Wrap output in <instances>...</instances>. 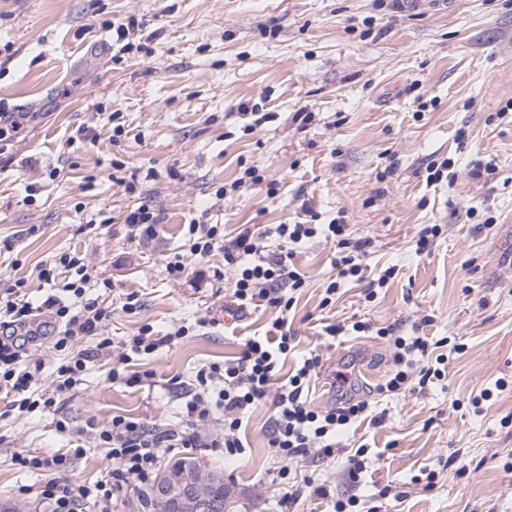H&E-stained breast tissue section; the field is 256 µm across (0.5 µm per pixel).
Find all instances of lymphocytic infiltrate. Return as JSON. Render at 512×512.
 I'll return each mask as SVG.
<instances>
[{
	"label": "lymphocytic infiltrate",
	"instance_id": "obj_1",
	"mask_svg": "<svg viewBox=\"0 0 512 512\" xmlns=\"http://www.w3.org/2000/svg\"><path fill=\"white\" fill-rule=\"evenodd\" d=\"M273 232L280 241L276 249L265 245L263 233L242 225L231 247H225L224 263L235 270L232 296L239 309L264 305L276 310V344L250 338L239 357L202 366L195 374L193 393L182 407L180 424L148 426L117 415L105 426H90V438L109 451L111 477L92 486L69 479L46 483L38 496L51 512H79L87 503L94 505L95 512H112L115 492L128 485L140 490L151 486L169 448H220L226 456L238 455L243 448L239 430L244 418L268 401L275 408L268 445L281 461L277 471L281 479L288 474L287 462L296 457H335L337 434L367 418L369 402L348 395L326 409L311 406L307 394L322 366L319 355L302 358L287 384L277 385L276 376L280 358L291 350L287 313L294 293L305 284L293 263L295 248L316 237L334 242L336 276L325 288L326 296L332 297L342 281L365 280L360 259L370 238L357 235L351 225L333 223L278 224ZM39 278L56 291L38 304L29 300L24 279H0V393L10 396L11 408L20 413L53 405L52 398L40 391V368L22 367L27 349L17 340L21 331L32 340L39 336L36 322L42 314L50 315L54 348L65 355L56 368L57 393L80 384L87 362L112 348L111 338L102 333L112 311L99 298L86 296L90 275L84 255L75 250L62 253L56 265L40 269ZM377 335L393 349L394 368L378 388L385 396L422 388L444 377L449 354L462 349L448 337L396 335L391 325L378 328ZM84 336L97 337L94 349L77 348L78 339ZM215 423L220 424V433L211 432Z\"/></svg>",
	"mask_w": 512,
	"mask_h": 512
}]
</instances>
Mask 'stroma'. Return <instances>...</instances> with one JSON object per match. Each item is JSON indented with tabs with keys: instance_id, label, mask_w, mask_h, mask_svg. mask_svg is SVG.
I'll return each instance as SVG.
<instances>
[{
	"instance_id": "1",
	"label": "stroma",
	"mask_w": 512,
	"mask_h": 512,
	"mask_svg": "<svg viewBox=\"0 0 512 512\" xmlns=\"http://www.w3.org/2000/svg\"><path fill=\"white\" fill-rule=\"evenodd\" d=\"M133 18L130 46L113 41V27ZM509 104L512 0H458L450 13L409 12L398 0H0V108L31 114L0 141V275L27 279L42 300L40 265L77 250L92 269L88 295L112 310L114 342L146 324L190 327L179 344L133 358L131 369L152 374L142 388L110 380L119 361L100 356L46 411L21 414L0 399V504L49 512L35 492L58 472L18 469L21 451L65 458L68 478L86 484L107 479L112 462L89 424L116 414L178 423L195 371L270 329L265 308L225 320L235 271L223 250L203 262L191 255L184 225H221L229 244L240 225L269 229L314 212L373 239L362 259L369 277L399 267L374 301L364 283L345 281L327 304L333 245L315 239L294 256L306 286L288 314L295 348L279 376L320 354L313 406L333 403L340 370L383 413L382 424L365 420L340 438L367 447L359 487L344 479L342 452L295 459L275 483L268 403L242 429L240 456L173 448L166 459L188 453L222 474L232 512H282L283 494L307 478L327 494L302 498V512H329L351 495L359 512H512V119L499 116ZM257 112L267 116L258 127ZM116 123L126 134L115 141ZM446 158L452 183H427V164ZM118 161L123 176L138 173L135 193L113 182ZM248 167L265 183L218 198ZM143 201L161 217L149 238L125 222ZM428 224L442 232L415 253ZM177 254L186 272L174 281L165 265ZM132 292L140 306L130 314L122 305ZM358 320L370 331L328 341L325 326ZM389 324L464 348L423 391L379 396L390 350L375 330ZM60 419L68 432L56 430ZM386 486L392 498L375 503Z\"/></svg>"
}]
</instances>
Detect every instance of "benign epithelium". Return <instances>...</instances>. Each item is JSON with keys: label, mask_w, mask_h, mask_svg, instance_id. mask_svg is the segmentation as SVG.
Here are the masks:
<instances>
[{"label": "benign epithelium", "mask_w": 512, "mask_h": 512, "mask_svg": "<svg viewBox=\"0 0 512 512\" xmlns=\"http://www.w3.org/2000/svg\"><path fill=\"white\" fill-rule=\"evenodd\" d=\"M156 494L168 512H226L228 501H219L213 487L207 480L198 479L188 471H182L177 480L169 479L168 473L161 474Z\"/></svg>", "instance_id": "7a95c632"}]
</instances>
